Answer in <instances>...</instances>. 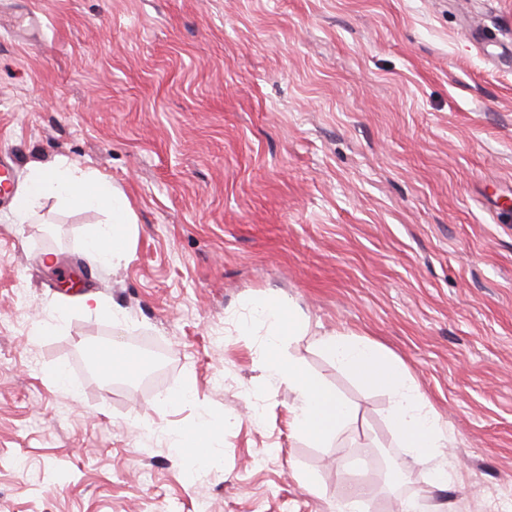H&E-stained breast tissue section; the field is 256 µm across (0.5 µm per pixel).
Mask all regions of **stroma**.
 Segmentation results:
<instances>
[{"label": "stroma", "instance_id": "stroma-1", "mask_svg": "<svg viewBox=\"0 0 512 512\" xmlns=\"http://www.w3.org/2000/svg\"><path fill=\"white\" fill-rule=\"evenodd\" d=\"M0 154L18 182L98 171L134 214L112 268L83 250L104 213L0 205V512H336L357 475L366 512H512V0H0ZM271 295L309 323L284 356L353 408L330 447L258 368L265 327L236 333ZM336 330L408 367L451 490ZM113 340L149 367L93 369ZM203 415L207 466L167 438Z\"/></svg>", "mask_w": 512, "mask_h": 512}]
</instances>
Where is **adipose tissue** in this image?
Here are the masks:
<instances>
[{"instance_id": "obj_1", "label": "adipose tissue", "mask_w": 512, "mask_h": 512, "mask_svg": "<svg viewBox=\"0 0 512 512\" xmlns=\"http://www.w3.org/2000/svg\"><path fill=\"white\" fill-rule=\"evenodd\" d=\"M47 196L69 206L106 211L109 223L86 236L84 249L101 265L114 266L129 259L132 209L125 194L105 175L83 172L62 163L34 168L17 187L11 204L15 220L26 221L33 204ZM255 317L267 326V340L258 365L269 378L293 392L294 432L316 447H329L331 440L349 422L350 406L334 390L307 375L280 353L284 340L305 334L306 321L294 306L273 296L257 305ZM321 346L349 373L389 393V420L405 440L414 462L433 459L439 448L445 447L448 438L440 417L413 385L403 362L372 341L337 331L325 335ZM223 432V426L204 420L191 428L170 430V445L178 450L191 449L196 460L205 465L212 462V443Z\"/></svg>"}]
</instances>
